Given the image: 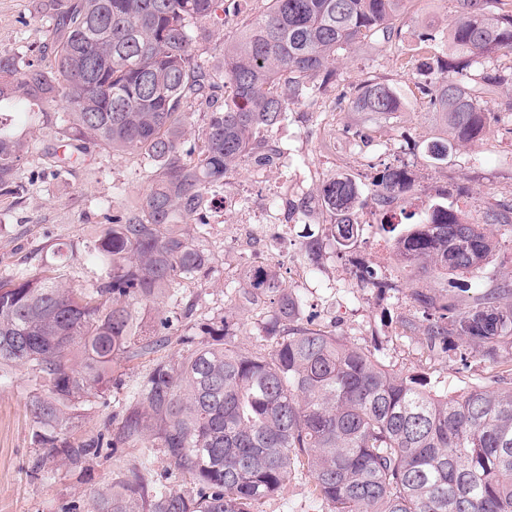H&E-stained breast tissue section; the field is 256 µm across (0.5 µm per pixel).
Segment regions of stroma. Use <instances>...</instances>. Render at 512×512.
<instances>
[{"instance_id":"35a3bbf8","label":"stroma","mask_w":512,"mask_h":512,"mask_svg":"<svg viewBox=\"0 0 512 512\" xmlns=\"http://www.w3.org/2000/svg\"><path fill=\"white\" fill-rule=\"evenodd\" d=\"M455 11L453 0H410L400 19V47L364 41L350 46L336 66V80L316 104H293L286 121L261 131L280 152L285 173L283 196L291 202L308 200L305 218L290 225L273 243L263 235L247 242L224 239L225 225L236 211H208L205 248L213 260L202 281L182 284L181 293L193 305V316L176 321L173 340L166 348L177 355L178 336L193 323L212 316L226 317L237 344L251 348L263 333L265 304L241 310L229 302V289L243 284L258 262L259 251L274 247L282 261L275 274L288 287L298 278L307 286L300 294L307 306L310 327L336 331L357 347L377 352L395 372L463 391L488 385L494 371L474 350L452 341L447 350L429 352L421 333L403 328L404 317L423 319L415 292L473 284L469 274L437 279L418 266L398 260L384 212L371 195L385 167L404 165L412 185L398 206L420 213L448 197L475 220L487 207L512 204V115H502L483 140L456 148L447 161L428 155L432 143L448 138V127L426 100L412 94L409 72L401 53L414 49L422 34L447 28ZM53 15L52 0H0V52L15 57L19 67L48 65L46 30ZM376 75L389 79L401 97L398 111L387 115L351 112L346 100L361 81ZM64 102L34 106L29 118L13 123L23 145L21 175L26 190L20 199L0 197V281L18 269H36L52 259L50 248L70 246L66 281L89 288L99 271L84 259L83 246L102 223L104 214H117L141 196L148 185L134 155L115 156L91 148L85 163L59 174L53 153L62 143L55 136ZM352 179L363 192L356 218L358 237L351 248L335 245L329 217L319 191L328 179ZM322 241L318 264H309L304 252L307 232ZM375 280L393 282V290L379 292ZM153 364L152 356L118 360L112 379L92 401L77 404L70 415V439L79 443L100 435L111 436L129 388L139 383ZM36 377L28 368H14L0 380V512H86L99 492L111 489L138 461L139 449L102 450L74 464H47L37 470L33 461L43 450L33 440L35 424L28 411Z\"/></svg>"}]
</instances>
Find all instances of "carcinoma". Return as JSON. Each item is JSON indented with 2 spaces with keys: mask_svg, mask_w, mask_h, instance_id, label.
<instances>
[{
  "mask_svg": "<svg viewBox=\"0 0 512 512\" xmlns=\"http://www.w3.org/2000/svg\"><path fill=\"white\" fill-rule=\"evenodd\" d=\"M243 0H71L54 8L46 41L49 66L22 70L0 53V99L20 93L32 105H67L59 135L77 153L91 144L140 158L148 188L121 216L100 224L85 243V260L101 268L91 288L66 285V255L15 279L0 281V370L35 371L43 393L29 410L50 458L73 463L103 448L100 435L75 446L69 413L98 393L112 363L159 352L173 320L157 312V329L144 334L140 310L177 297L176 287L200 279L212 257L189 225H205L210 192L224 187L243 162L258 167L273 157L257 139L262 128L288 119L299 102L326 90L339 51L365 40L402 42L397 24L408 0H258L237 38L224 44L222 67L199 52L213 29L241 12ZM502 0H455L447 33L427 32L419 53L404 58L414 89L448 124L451 139L429 147L445 160L455 147L483 139L512 86V65L479 78V60L512 56V11ZM204 106L197 142L185 136V103ZM399 98L381 77L364 80L348 99L352 112L385 115ZM23 146L0 120V196L24 191ZM404 167L376 184L377 203L389 210L409 189ZM321 205L337 243L354 244L360 189L347 177L326 181ZM394 248L409 264L440 277L479 274L489 264L490 224H512V206L488 207L478 222L436 202ZM464 303L415 292L431 316L423 326L429 348L455 337L497 369L493 385L460 394L433 391L393 372L374 352L303 322L304 301L272 272L253 271L234 289L244 308L276 296L264 326L267 348L233 340L227 320L211 318L207 339L179 337L177 359H154L130 391L110 446L141 449L137 464L87 512H259L296 474L310 480L321 512H512V361L499 345L512 341V274L483 293L468 288ZM163 449L189 475L196 491L181 494L148 479Z\"/></svg>",
  "mask_w": 512,
  "mask_h": 512,
  "instance_id": "obj_1",
  "label": "carcinoma"
}]
</instances>
